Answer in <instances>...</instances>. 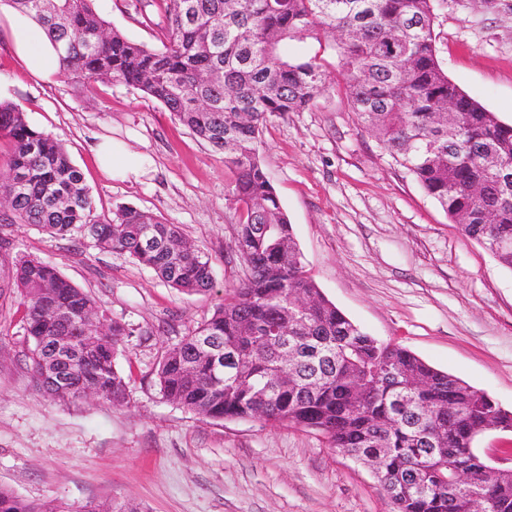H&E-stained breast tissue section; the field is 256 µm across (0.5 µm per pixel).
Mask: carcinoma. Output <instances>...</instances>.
Returning a JSON list of instances; mask_svg holds the SVG:
<instances>
[{
	"instance_id": "obj_1",
	"label": "carcinoma",
	"mask_w": 512,
	"mask_h": 512,
	"mask_svg": "<svg viewBox=\"0 0 512 512\" xmlns=\"http://www.w3.org/2000/svg\"><path fill=\"white\" fill-rule=\"evenodd\" d=\"M28 15L59 49V75L132 86L161 103L193 134L224 153L237 221L232 249L249 271L224 303L190 335L168 348L157 383L169 400L210 419H244L319 432L336 452L370 464L379 450L378 481L392 512H471L484 492L457 482L480 478L475 447L498 404L486 393L438 370L395 343L372 347L368 335L322 295L308 275L288 216L266 174L260 149L270 117L305 112L327 90L315 56L290 50L314 32L336 36L339 67L354 112L391 157L414 177L466 237L512 271V124L467 97L448 79L434 36L437 0H159L161 45L148 47L112 28L95 0H4ZM455 112L448 114V101ZM0 139L12 152L0 169L8 225L39 227L127 254L177 291L212 288L211 259L179 227L134 207L95 214L80 170L49 134L31 127L11 102H0ZM283 225L277 234L262 225ZM16 290L33 341V374L48 396L78 398L94 389L127 403L128 383L116 368L126 325L58 268L22 256L0 288ZM314 297L292 306L295 292ZM58 313L47 319L44 301ZM110 324L95 337L97 357L65 359L46 343L56 334L85 335V316ZM288 329V350L259 342L252 326ZM237 366L218 370L224 350ZM431 436L436 447L423 446ZM495 512H512V473L489 481ZM0 512H66L53 501L31 503L0 487ZM91 512H146L138 503H110Z\"/></svg>"
}]
</instances>
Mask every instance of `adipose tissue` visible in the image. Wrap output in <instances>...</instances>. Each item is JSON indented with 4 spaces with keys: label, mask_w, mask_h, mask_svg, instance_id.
Masks as SVG:
<instances>
[{
    "label": "adipose tissue",
    "mask_w": 512,
    "mask_h": 512,
    "mask_svg": "<svg viewBox=\"0 0 512 512\" xmlns=\"http://www.w3.org/2000/svg\"><path fill=\"white\" fill-rule=\"evenodd\" d=\"M0 21L6 23L16 54L34 77L46 80L57 74L58 55L36 24L7 8H0ZM96 155L101 167L115 179H137L148 172L142 156L127 152L108 137L101 139Z\"/></svg>",
    "instance_id": "1"
}]
</instances>
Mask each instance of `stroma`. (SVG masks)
<instances>
[{"instance_id":"obj_1","label":"stroma","mask_w":512,"mask_h":512,"mask_svg":"<svg viewBox=\"0 0 512 512\" xmlns=\"http://www.w3.org/2000/svg\"><path fill=\"white\" fill-rule=\"evenodd\" d=\"M131 39L156 47L157 0H96ZM435 33L449 80L512 123V0H440ZM328 88L316 107L271 117L261 155L306 268L326 299L377 339L491 395L512 412V272L461 235L446 212L363 127L351 108L329 37L310 36ZM0 86L32 127L51 134L81 171L99 215L130 205L178 225L210 256L214 285L179 293L125 254L38 227L0 226V272L16 257L55 262L131 328L117 365L126 404L59 401L35 385L32 343L14 294L0 296V486L72 512L133 500L147 512H391L370 470L314 431L255 420L206 419L168 400L156 372L164 351L223 302L246 271L224 155L141 91L37 79L0 28ZM148 156L136 181L108 177L98 137Z\"/></svg>"}]
</instances>
